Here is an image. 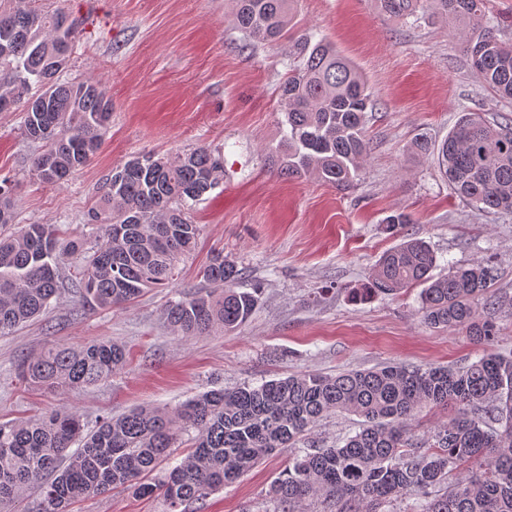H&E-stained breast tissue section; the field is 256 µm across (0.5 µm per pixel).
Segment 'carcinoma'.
<instances>
[{"instance_id": "1", "label": "carcinoma", "mask_w": 512, "mask_h": 512, "mask_svg": "<svg viewBox=\"0 0 512 512\" xmlns=\"http://www.w3.org/2000/svg\"><path fill=\"white\" fill-rule=\"evenodd\" d=\"M297 0H232L234 22L254 40L272 44L288 34ZM463 33V51L482 82L512 99V44L477 25L483 0H429ZM391 16L408 18L418 0H381ZM80 20L61 0H0V112H23L24 136L42 144L31 163L42 183L63 184L100 150L112 105L94 80H62ZM301 63L280 91L287 130L275 166L281 176L314 175L348 190L367 162L366 81L335 46L297 40ZM438 167L456 196L487 213L512 214V121L461 115L437 147ZM224 167L204 146L174 155L146 152L112 171L89 221L101 242L60 238L52 224H27L0 233V334L42 316L59 291L63 256L84 252L77 289L97 308H120L145 289L178 280L180 261L197 245L200 225L192 206L214 189ZM15 223L9 190L0 185V226ZM437 257L411 234L385 252L355 301L422 286V320L461 329L473 340L496 335L494 266L476 262L436 277ZM244 272L213 255L203 271L206 289L182 292L163 310L182 338L241 327L262 288L240 287ZM125 351L110 341L57 346L24 360L21 377L51 390L88 388L112 376ZM425 408L448 419L420 438L416 415ZM345 412L363 419L341 445L309 441L271 484L266 512H297L324 501L335 512H384L406 494L420 497L408 512H512V355L490 352L458 367L393 364L327 376L291 375L259 386L244 384L201 394L173 411L138 407L103 417L84 431L79 416L54 411L21 424L0 425V512L30 488H39L38 512H68L75 500L117 488L161 498L165 512H190L278 448H296L316 422ZM80 448L69 451L75 441ZM189 451L151 483L142 478L167 462L173 448Z\"/></svg>"}]
</instances>
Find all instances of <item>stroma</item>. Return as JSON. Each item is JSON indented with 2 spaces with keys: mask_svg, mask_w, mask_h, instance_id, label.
<instances>
[{
  "mask_svg": "<svg viewBox=\"0 0 512 512\" xmlns=\"http://www.w3.org/2000/svg\"><path fill=\"white\" fill-rule=\"evenodd\" d=\"M67 5L82 25L64 77L98 81L112 116L91 162L64 185L50 186L30 172L37 147L21 137L18 113L0 112V180L12 184L16 226L52 224L63 238H91L86 218L98 187L144 151L171 155L202 145L221 156L224 177L192 210L201 235L174 285L146 289L121 308L93 309L71 286L80 255L63 257V285L46 314L0 335V424L65 409L90 429L104 416L140 406L172 410L243 383L476 360L485 348L464 331L423 323L419 288L352 300L350 288L398 244L382 224L396 212L410 216L406 232L433 248L436 274L486 259L496 267L492 292L501 307L493 349L512 353V215L468 208L439 174L435 156L414 149L420 138L443 142L463 112L512 119V100L484 86L447 19L423 7L400 20L380 0H298L287 38L264 45L237 29L229 0ZM303 34L335 45L371 88L370 152L346 193L311 177H278L268 165L282 136L279 86ZM218 252L243 268L246 284H260V303L236 330L184 340L162 311L180 292L204 287L203 269ZM96 339L126 351L123 368L108 380L85 391H49L20 379L22 360ZM290 455L287 448L269 455L211 494L201 512H266V493ZM71 512H164V504L117 489L82 498Z\"/></svg>",
  "mask_w": 512,
  "mask_h": 512,
  "instance_id": "stroma-1",
  "label": "stroma"
}]
</instances>
